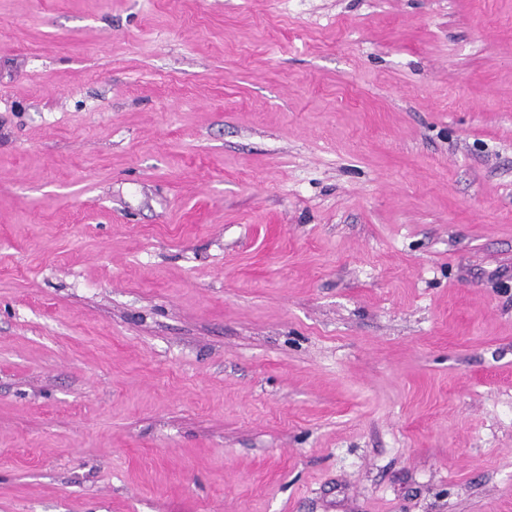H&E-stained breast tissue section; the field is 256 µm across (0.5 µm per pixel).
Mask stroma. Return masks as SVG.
I'll return each mask as SVG.
<instances>
[{
  "label": "stroma",
  "mask_w": 512,
  "mask_h": 512,
  "mask_svg": "<svg viewBox=\"0 0 512 512\" xmlns=\"http://www.w3.org/2000/svg\"><path fill=\"white\" fill-rule=\"evenodd\" d=\"M0 512H512V0H0Z\"/></svg>",
  "instance_id": "35a3bbf8"
}]
</instances>
